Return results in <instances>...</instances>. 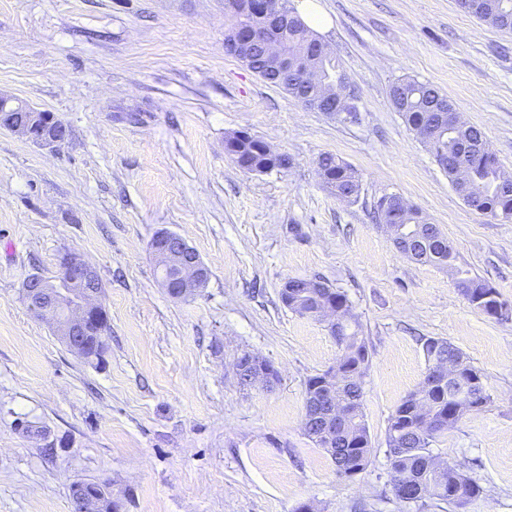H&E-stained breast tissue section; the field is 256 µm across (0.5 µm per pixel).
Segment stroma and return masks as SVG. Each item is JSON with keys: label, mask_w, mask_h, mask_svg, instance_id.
Segmentation results:
<instances>
[{"label": "stroma", "mask_w": 512, "mask_h": 512, "mask_svg": "<svg viewBox=\"0 0 512 512\" xmlns=\"http://www.w3.org/2000/svg\"><path fill=\"white\" fill-rule=\"evenodd\" d=\"M314 2L359 121L309 111L225 54L224 0H0V89L69 129L53 148L0 129V512H72L71 484L90 479L122 512H417L393 494L386 428L423 377L425 337L458 347L489 395L432 452L482 487L464 512H512V322L402 256L370 217L402 196L512 303V221L463 201L390 98L405 76L434 85L512 170V33L456 0ZM232 131L293 166L240 169L224 152ZM325 152L360 171L357 203L322 188ZM162 230L208 266L196 295L161 288L149 242ZM67 253L102 280L98 364L22 298ZM291 277L347 294L368 341L373 458L352 480L303 430L306 381L339 349L282 303ZM245 352L275 364L274 390L239 385Z\"/></svg>", "instance_id": "35a3bbf8"}]
</instances>
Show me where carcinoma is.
Listing matches in <instances>:
<instances>
[{
    "label": "carcinoma",
    "mask_w": 512,
    "mask_h": 512,
    "mask_svg": "<svg viewBox=\"0 0 512 512\" xmlns=\"http://www.w3.org/2000/svg\"><path fill=\"white\" fill-rule=\"evenodd\" d=\"M479 20L512 33V0H476L475 8L468 10ZM319 37L311 27L302 25L288 31L283 49L298 64V69L286 73L273 67V61L261 46L253 49V70L269 84L281 89L299 102L328 100L319 75L336 74V82L349 79L332 53H316ZM392 104L411 131L423 125L440 130L433 144L424 142L430 154L440 151L450 157L462 158L465 175L456 181L457 192L476 211L493 219L506 212L512 215V172L502 169L493 154L480 148L484 138L481 129L452 119L456 107L437 88L415 78L398 79L390 89ZM317 173L324 189L337 199L349 204L357 202L362 180L356 168L343 159L323 153L317 162ZM379 224H395L401 229L403 245L400 253L423 264L448 267L453 271L457 287L469 304L498 320L512 317V304L500 298L498 290L489 282L470 274L455 264L453 246L436 224L427 223L418 209L401 203L396 194L381 196L374 205ZM320 278H299L298 287L288 294L287 307L302 317L318 318L326 306L336 308V327L328 328L336 338L340 354L336 365L325 374L332 376L329 389L319 386L322 375L306 382L304 401V432L326 454L332 457L336 473L349 478L360 474L372 463V441L364 420V377L369 367V351L360 336V324L351 312L347 295L332 286L318 287ZM110 325L92 324L88 336L96 345V355L102 356ZM426 363L424 376L418 388L405 396L388 419L386 430V458L390 477L395 481V498L404 504L422 508L428 502L460 507L479 497L482 487L467 476L463 466L443 461L432 452L431 445L438 434L456 424L465 415L479 410L486 395L484 375L447 341L427 337L422 339ZM447 368L446 375L435 376L437 366ZM342 411L347 419L336 420V447L349 449L344 460L333 457L331 442L324 435L315 415Z\"/></svg>",
    "instance_id": "1"
}]
</instances>
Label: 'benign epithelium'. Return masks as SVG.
Wrapping results in <instances>:
<instances>
[{
  "label": "benign epithelium",
  "instance_id": "obj_1",
  "mask_svg": "<svg viewBox=\"0 0 512 512\" xmlns=\"http://www.w3.org/2000/svg\"><path fill=\"white\" fill-rule=\"evenodd\" d=\"M227 10L239 11L253 17L252 25L231 43L233 56L244 66L251 67L247 47L260 41L278 57V68L288 69V54L282 50V33L297 24L294 14L279 0H225ZM42 146L53 148L68 138L66 124L43 115L41 109L0 92V126ZM152 245L161 286L173 298H186L200 292L209 279V269L198 252L180 235L172 232L159 234ZM23 295L29 297L30 311L55 327L62 343L77 356L90 359L86 336L88 323L107 317L101 302L102 284L97 270L86 260L72 254L59 266L57 275L29 277L22 285ZM238 379L246 385H259L268 390L276 384L270 371L261 367L250 356L236 361ZM100 481H79L72 485L73 503L82 505L81 512L99 507L97 497Z\"/></svg>",
  "mask_w": 512,
  "mask_h": 512
}]
</instances>
